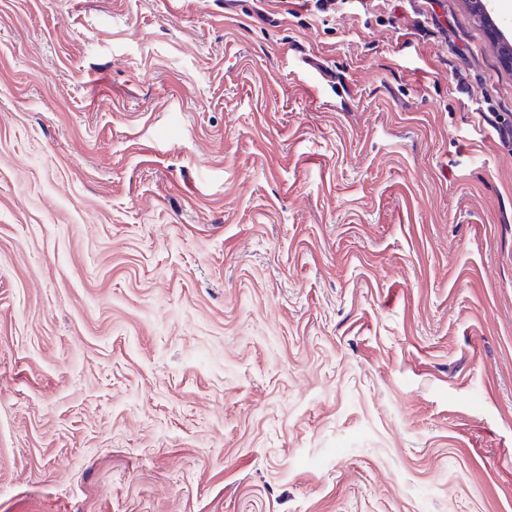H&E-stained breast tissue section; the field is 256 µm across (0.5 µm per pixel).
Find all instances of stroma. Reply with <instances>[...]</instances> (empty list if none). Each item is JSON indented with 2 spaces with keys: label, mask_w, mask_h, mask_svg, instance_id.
Listing matches in <instances>:
<instances>
[{
  "label": "stroma",
  "mask_w": 512,
  "mask_h": 512,
  "mask_svg": "<svg viewBox=\"0 0 512 512\" xmlns=\"http://www.w3.org/2000/svg\"><path fill=\"white\" fill-rule=\"evenodd\" d=\"M469 0H0V512H512V67Z\"/></svg>",
  "instance_id": "stroma-1"
}]
</instances>
